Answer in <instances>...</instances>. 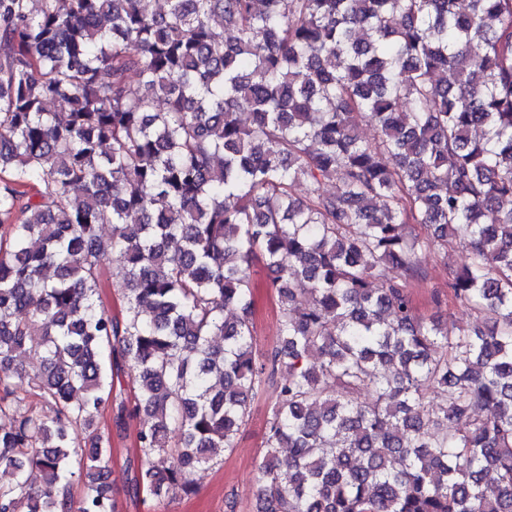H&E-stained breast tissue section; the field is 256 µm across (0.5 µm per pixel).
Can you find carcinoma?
Here are the masks:
<instances>
[{
	"mask_svg": "<svg viewBox=\"0 0 512 512\" xmlns=\"http://www.w3.org/2000/svg\"><path fill=\"white\" fill-rule=\"evenodd\" d=\"M146 2L0 0V512H117L108 401L133 494L189 496L268 383L256 512H512V0ZM450 236L477 331L408 290ZM256 319L254 328V349L256 354L271 351L278 342V309L268 288H264L266 275L260 266L256 268ZM269 304L272 306H269Z\"/></svg>",
	"mask_w": 512,
	"mask_h": 512,
	"instance_id": "carcinoma-1",
	"label": "carcinoma"
}]
</instances>
